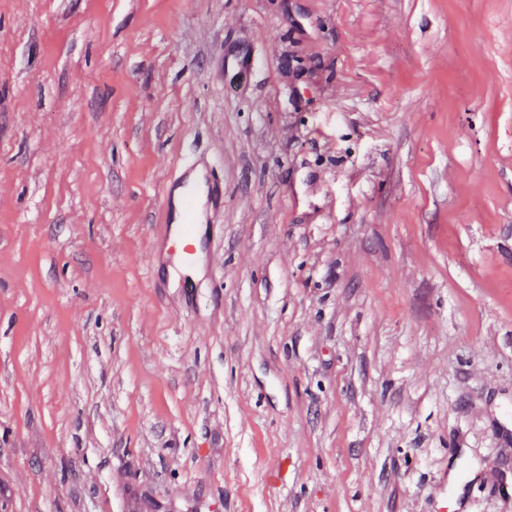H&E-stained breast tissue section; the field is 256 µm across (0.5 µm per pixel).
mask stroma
<instances>
[{
	"instance_id": "obj_1",
	"label": "stroma",
	"mask_w": 512,
	"mask_h": 512,
	"mask_svg": "<svg viewBox=\"0 0 512 512\" xmlns=\"http://www.w3.org/2000/svg\"><path fill=\"white\" fill-rule=\"evenodd\" d=\"M445 480L512 512V0H0V512ZM183 208L180 210V228L172 233V224H163L165 235L162 237L163 244L170 250L173 256L188 272L193 266L197 257V237L194 231L196 202L198 196L195 192L189 191L183 195Z\"/></svg>"
}]
</instances>
